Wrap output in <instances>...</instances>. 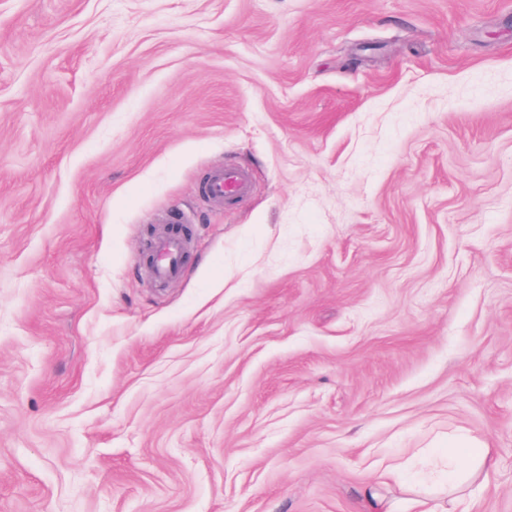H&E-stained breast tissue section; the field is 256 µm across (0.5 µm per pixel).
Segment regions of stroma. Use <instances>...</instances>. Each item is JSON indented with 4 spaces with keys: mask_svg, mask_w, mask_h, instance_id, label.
I'll return each instance as SVG.
<instances>
[{
    "mask_svg": "<svg viewBox=\"0 0 512 512\" xmlns=\"http://www.w3.org/2000/svg\"><path fill=\"white\" fill-rule=\"evenodd\" d=\"M460 430L512 512V0H0V512H408ZM250 176L243 168L228 165L214 170L205 185V193L213 203L224 206L243 196L249 187ZM187 239L172 231L160 232L153 243L154 273L162 282L177 279L182 271Z\"/></svg>",
    "mask_w": 512,
    "mask_h": 512,
    "instance_id": "stroma-1",
    "label": "stroma"
}]
</instances>
